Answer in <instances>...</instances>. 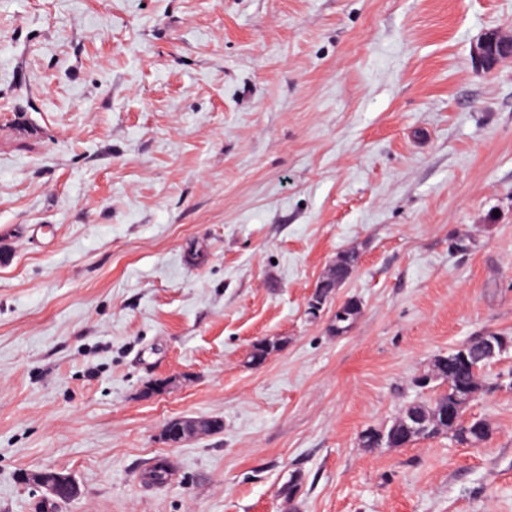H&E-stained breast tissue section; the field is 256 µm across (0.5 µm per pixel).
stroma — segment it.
I'll use <instances>...</instances> for the list:
<instances>
[{
	"mask_svg": "<svg viewBox=\"0 0 512 512\" xmlns=\"http://www.w3.org/2000/svg\"><path fill=\"white\" fill-rule=\"evenodd\" d=\"M495 29L512 0H0V512H281L294 474L293 512H512V350L483 444H359L437 356L512 336ZM179 417L223 428L168 444ZM476 66L485 72L492 71L500 62L512 60L511 32L493 30L485 33L473 47ZM358 314L359 307L357 303L354 300L345 301L337 308L336 313L331 320L329 330L336 334V336L344 335L351 329ZM30 481L54 500L70 501L80 492L76 480L65 473L39 471L31 476Z\"/></svg>",
	"mask_w": 512,
	"mask_h": 512,
	"instance_id": "35a3bbf8",
	"label": "stroma"
}]
</instances>
